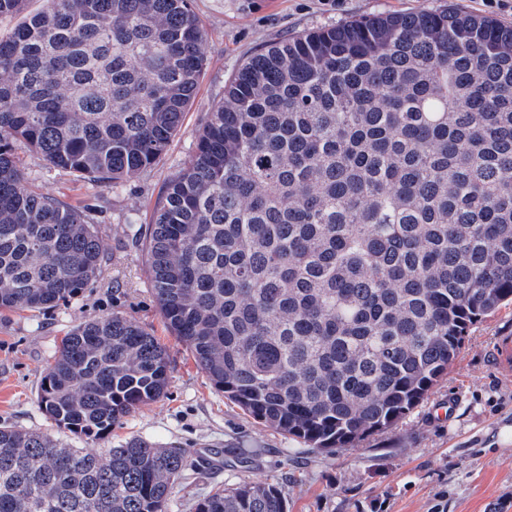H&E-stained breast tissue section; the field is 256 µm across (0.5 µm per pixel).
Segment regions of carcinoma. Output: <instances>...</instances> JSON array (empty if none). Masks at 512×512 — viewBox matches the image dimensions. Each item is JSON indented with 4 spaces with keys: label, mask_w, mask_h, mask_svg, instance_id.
Instances as JSON below:
<instances>
[{
    "label": "carcinoma",
    "mask_w": 512,
    "mask_h": 512,
    "mask_svg": "<svg viewBox=\"0 0 512 512\" xmlns=\"http://www.w3.org/2000/svg\"><path fill=\"white\" fill-rule=\"evenodd\" d=\"M0 34V311L101 272L96 226L26 184L17 146L114 188L151 169L203 73L191 0H47ZM166 327L224 396L333 452L396 425L512 301V27L384 14L263 47L214 105L141 240ZM169 353L122 315L61 340L38 401L78 439L164 396ZM185 450L101 453L0 425V512H169ZM194 512H288L272 483Z\"/></svg>",
    "instance_id": "obj_1"
}]
</instances>
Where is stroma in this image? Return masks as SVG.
I'll list each match as a JSON object with an SVG mask.
<instances>
[{
    "label": "stroma",
    "mask_w": 512,
    "mask_h": 512,
    "mask_svg": "<svg viewBox=\"0 0 512 512\" xmlns=\"http://www.w3.org/2000/svg\"><path fill=\"white\" fill-rule=\"evenodd\" d=\"M207 37L206 66L182 126L154 168L112 188L93 187L18 148L28 185L83 210L104 255L97 280L68 305L41 313L0 312V424L73 444L37 401L62 338L77 324L114 313L153 331L170 353V382L157 402L126 416L98 448L132 438L186 451L190 482L172 512H194L213 486L277 484L288 512H512V380L494 364L498 338L512 336V304L471 329L447 374L390 429L331 454L257 421L225 398L172 336L155 302L145 256L128 224L147 230L166 183L191 159L199 133L237 69L257 49L353 19L452 8L512 27V11L487 0H192Z\"/></svg>",
    "instance_id": "stroma-1"
}]
</instances>
